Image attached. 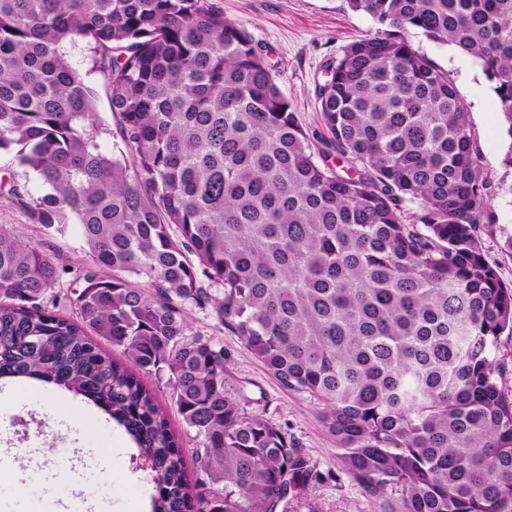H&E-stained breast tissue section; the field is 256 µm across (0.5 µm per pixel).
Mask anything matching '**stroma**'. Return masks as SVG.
<instances>
[{
    "label": "stroma",
    "instance_id": "35a3bbf8",
    "mask_svg": "<svg viewBox=\"0 0 512 512\" xmlns=\"http://www.w3.org/2000/svg\"><path fill=\"white\" fill-rule=\"evenodd\" d=\"M226 20L244 29L264 47L275 66L276 82L290 100L307 130L320 126L319 106L314 87L323 81L327 59L340 53L343 46L373 29L372 20L352 11L346 0H215ZM416 49L447 71L463 99L474 130L477 145L493 180L512 183V172L500 165L502 155L512 146L496 96L480 66L454 46L437 44L420 35H412ZM69 60L94 88L96 113L104 131L98 142L102 150L123 149L120 125L113 116L103 77L94 70V53L85 43L69 49ZM496 216L485 225L482 243L486 258L501 280L512 285V256L503 249V241L512 234V195L496 196L487 203ZM0 227L16 238L32 243L49 242L61 269L60 279L45 302L56 313L76 318L73 302L74 280L90 258L76 233L45 237L41 225L7 194H0ZM185 316L194 335L218 340L228 355L230 381L242 387L250 397V410L294 435L310 461L311 471L302 480L301 495L291 500L288 512H388L382 499L367 493L344 469L340 448L322 422L321 405L305 393L284 387L265 366L244 347L239 336L224 327L212 305H190ZM59 409L83 406L81 397L52 388L45 394L27 389L15 381L0 388V447L20 448L42 454L43 466L54 471L56 495L66 498L78 490L82 501L95 503L99 512H148L151 486L146 482L134 450L123 431L110 419L84 413L82 424L89 435L79 462L49 458L55 445L57 419L45 406ZM112 457V474L104 476L95 464L99 451Z\"/></svg>",
    "mask_w": 512,
    "mask_h": 512
}]
</instances>
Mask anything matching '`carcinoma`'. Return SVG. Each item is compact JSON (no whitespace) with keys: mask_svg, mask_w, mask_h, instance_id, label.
Wrapping results in <instances>:
<instances>
[{"mask_svg":"<svg viewBox=\"0 0 512 512\" xmlns=\"http://www.w3.org/2000/svg\"><path fill=\"white\" fill-rule=\"evenodd\" d=\"M375 30L316 84L309 134L274 66L210 0H0L6 192L91 263L78 320L43 306L55 258L0 228V379L80 395L148 464L149 512H287L308 462L248 410L224 347L188 334L209 303L286 387L322 406L344 469L390 512H512V398L495 377L512 287L484 253L488 176L469 112L418 33L481 67L512 138V0H348ZM93 46L128 155L100 149L65 43ZM416 206L415 211L406 204ZM162 373L195 433L102 343ZM1 173H13L15 179L20 183L27 184L31 193L35 196L38 195L42 190L36 173L30 169H25L24 167L18 166L14 161L13 154L4 152L0 154V175Z\"/></svg>","mask_w":512,"mask_h":512,"instance_id":"obj_1","label":"carcinoma"}]
</instances>
